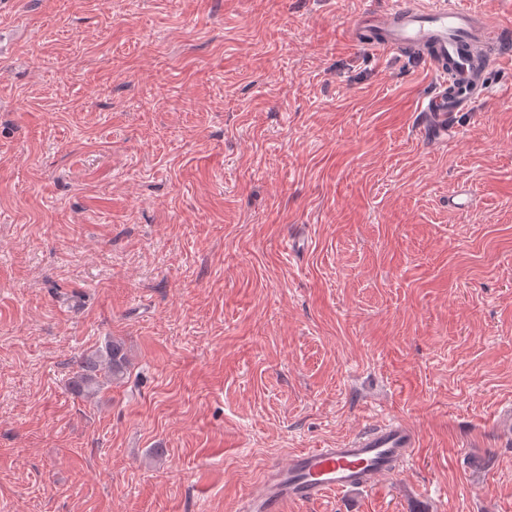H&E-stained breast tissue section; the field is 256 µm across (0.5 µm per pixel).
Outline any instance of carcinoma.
<instances>
[{
    "instance_id": "obj_1",
    "label": "carcinoma",
    "mask_w": 512,
    "mask_h": 512,
    "mask_svg": "<svg viewBox=\"0 0 512 512\" xmlns=\"http://www.w3.org/2000/svg\"><path fill=\"white\" fill-rule=\"evenodd\" d=\"M129 368L124 343L112 336L84 355L72 378L71 391L84 398H92L106 385L123 381Z\"/></svg>"
}]
</instances>
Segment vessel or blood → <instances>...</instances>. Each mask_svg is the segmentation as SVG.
I'll return each mask as SVG.
<instances>
[{"label": "vessel or blood", "instance_id": "b4317fda", "mask_svg": "<svg viewBox=\"0 0 512 512\" xmlns=\"http://www.w3.org/2000/svg\"><path fill=\"white\" fill-rule=\"evenodd\" d=\"M357 21L366 30L359 44L371 51L426 48L437 85L423 96L420 109L441 134L452 131L459 113L474 111L490 85L491 71L512 62L511 46L487 50L502 40V32L451 0H434L428 7L418 0H394L386 12H365ZM417 443L409 425L390 419L365 427L341 447L294 452L286 465L268 469L240 501L238 512H281L288 501L313 503L330 492L375 486L409 462Z\"/></svg>", "mask_w": 512, "mask_h": 512}]
</instances>
